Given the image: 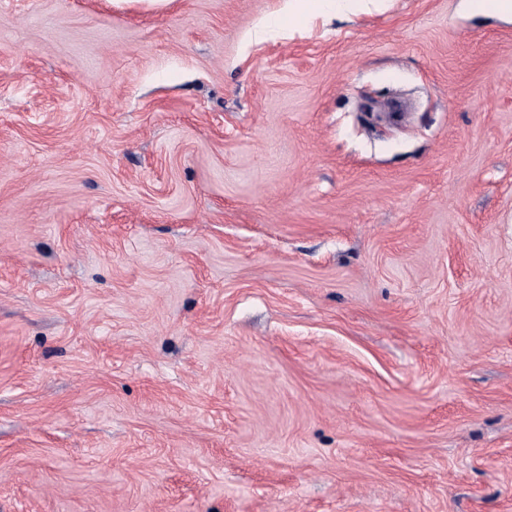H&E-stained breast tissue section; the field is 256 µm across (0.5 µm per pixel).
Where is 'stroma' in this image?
<instances>
[{
  "mask_svg": "<svg viewBox=\"0 0 512 512\" xmlns=\"http://www.w3.org/2000/svg\"><path fill=\"white\" fill-rule=\"evenodd\" d=\"M0 0V512H512V11Z\"/></svg>",
  "mask_w": 512,
  "mask_h": 512,
  "instance_id": "1",
  "label": "stroma"
}]
</instances>
